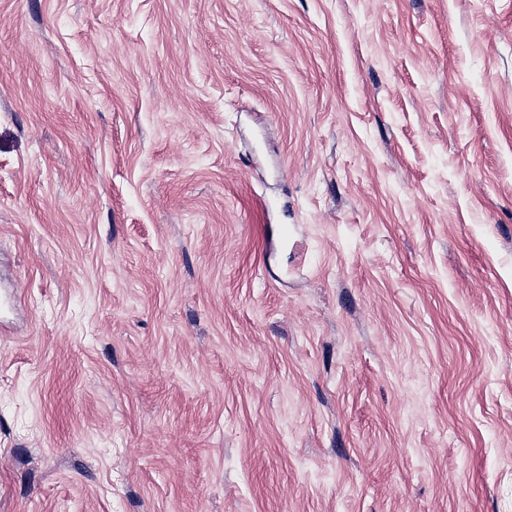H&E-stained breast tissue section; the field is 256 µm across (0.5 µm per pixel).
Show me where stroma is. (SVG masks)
I'll return each mask as SVG.
<instances>
[{"mask_svg":"<svg viewBox=\"0 0 512 512\" xmlns=\"http://www.w3.org/2000/svg\"><path fill=\"white\" fill-rule=\"evenodd\" d=\"M0 512H512V0H0Z\"/></svg>","mask_w":512,"mask_h":512,"instance_id":"1","label":"stroma"}]
</instances>
